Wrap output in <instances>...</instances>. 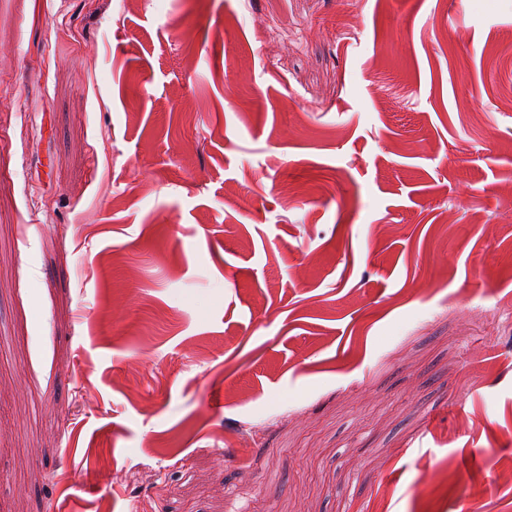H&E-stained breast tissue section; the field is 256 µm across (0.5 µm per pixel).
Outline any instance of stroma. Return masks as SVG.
<instances>
[{"instance_id": "35a3bbf8", "label": "stroma", "mask_w": 512, "mask_h": 512, "mask_svg": "<svg viewBox=\"0 0 512 512\" xmlns=\"http://www.w3.org/2000/svg\"><path fill=\"white\" fill-rule=\"evenodd\" d=\"M510 257L512 0H0V512H512Z\"/></svg>"}]
</instances>
